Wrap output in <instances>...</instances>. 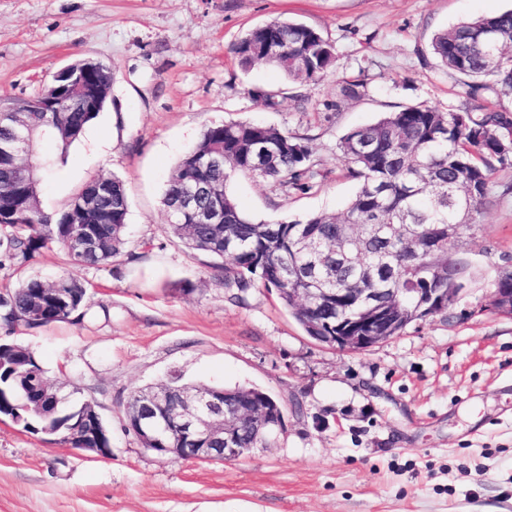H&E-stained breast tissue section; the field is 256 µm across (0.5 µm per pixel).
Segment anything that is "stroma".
<instances>
[{
	"label": "stroma",
	"mask_w": 512,
	"mask_h": 512,
	"mask_svg": "<svg viewBox=\"0 0 512 512\" xmlns=\"http://www.w3.org/2000/svg\"><path fill=\"white\" fill-rule=\"evenodd\" d=\"M509 9L512 0H0V108L37 96L75 61L110 69L104 110L41 203L61 210L94 178L120 176L135 256L91 267L51 244L0 266V296L33 276L84 284V320L0 323V341L32 350L49 381L91 401L112 432V456L101 459L1 419L0 512H512V315L489 304L498 270L512 265V154L473 228L448 245L470 265L457 301L362 353L307 336L260 283L237 302L210 258L172 236L162 205L206 125L256 121L307 138L319 175L304 194L236 177L241 210L257 220L340 212L358 183L336 155L339 138L408 104L462 110L466 89L431 55V39ZM274 19L333 44L323 80L238 66L234 44ZM355 80L363 95L343 97ZM173 372L267 392L283 405L282 428L232 461L144 448L124 429V405Z\"/></svg>",
	"instance_id": "1"
}]
</instances>
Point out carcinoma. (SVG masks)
I'll use <instances>...</instances> for the list:
<instances>
[{
  "label": "carcinoma",
  "instance_id": "1",
  "mask_svg": "<svg viewBox=\"0 0 512 512\" xmlns=\"http://www.w3.org/2000/svg\"><path fill=\"white\" fill-rule=\"evenodd\" d=\"M438 62L457 75L475 98L483 91L512 93V10L477 17L438 31L431 40ZM238 65L247 69L266 64L281 70L294 83L323 79L335 61L333 45L316 29L300 22L273 20L250 28L235 44ZM102 108L86 111L64 103L60 130L43 132L45 115L28 114L42 139L58 145L61 153L78 141ZM337 150L358 189L343 212L319 213L303 219L256 221L241 211L229 191L238 175L270 178L280 186L307 192L314 186L312 151L307 139L288 130L250 121L214 122L202 130L195 145L179 160L169 176L162 197L171 212L185 184L203 181L217 189L224 213L221 224L170 225L172 234L194 251L232 264L233 282L244 292L253 280L276 292L307 335L334 336L364 321L365 308L354 302L361 288H399L393 293L404 317L395 327L405 328L428 315L420 303L428 293L466 287L468 264L463 263L455 282L437 275L448 256V225L457 231L472 228L471 212L492 192L494 161L512 153V112L479 107L462 113L442 112L426 104H412L389 112L377 121L347 131ZM219 153L223 167L207 164ZM41 185L23 189L15 184L12 165L0 162V196L14 200V218L0 223V266L27 262L50 243L60 244L68 256L87 266L110 265L125 254L128 243L129 199L124 181L112 177V196L101 202L111 222H74L79 216L76 194L58 214L46 212L40 200ZM94 236V245L79 249L74 242ZM304 288H329L319 297L303 295ZM351 302H336V289ZM49 289L67 299L59 307L48 304L50 314L39 320L26 318L31 300ZM87 315V292L79 281L60 276L52 282L31 277L8 297H0V321H22L30 328ZM45 371L33 352L7 343L0 352V415L20 417L30 433L73 432L75 440L63 442L76 448L112 447L104 425L90 430L83 415L94 405L67 399L58 406L43 401L31 384ZM231 403L261 401L270 422L259 430L248 422L237 428L235 446L257 448L276 433L279 410L265 392L246 386L225 389ZM146 390L131 396L125 430L138 434L133 414Z\"/></svg>",
  "mask_w": 512,
  "mask_h": 512
}]
</instances>
